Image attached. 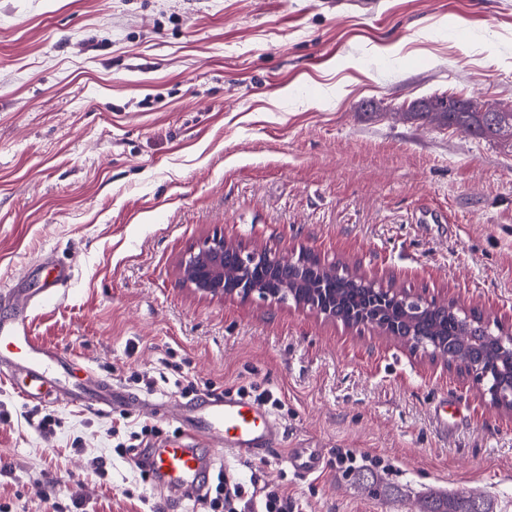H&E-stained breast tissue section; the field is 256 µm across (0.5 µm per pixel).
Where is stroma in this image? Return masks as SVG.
I'll list each match as a JSON object with an SVG mask.
<instances>
[{
	"mask_svg": "<svg viewBox=\"0 0 512 512\" xmlns=\"http://www.w3.org/2000/svg\"><path fill=\"white\" fill-rule=\"evenodd\" d=\"M443 92L512 104V0H0V290L71 268L31 301L33 333L126 394L96 411L0 381V512H204L113 451L127 423L155 427L153 448L180 435L190 397L158 378L164 358L201 396L272 392L284 447L325 449L305 477L276 458L218 463L281 483L299 512H419L438 490L512 512V418L474 380L367 329L199 297L177 275L218 231L512 313V146L408 117ZM143 372L153 386L132 383ZM347 454L376 461L388 494Z\"/></svg>",
	"mask_w": 512,
	"mask_h": 512,
	"instance_id": "stroma-1",
	"label": "stroma"
}]
</instances>
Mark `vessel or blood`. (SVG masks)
I'll return each mask as SVG.
<instances>
[{"label":"vessel or blood","instance_id":"vessel-or-blood-1","mask_svg":"<svg viewBox=\"0 0 512 512\" xmlns=\"http://www.w3.org/2000/svg\"><path fill=\"white\" fill-rule=\"evenodd\" d=\"M70 277L69 268L56 267L54 274L36 289V297L45 300L54 296ZM27 308V299H18L12 313L0 316V379L10 381L17 373H24L27 384L23 392L27 395L54 379L62 382V396L67 402L96 410L111 406L118 396L111 380L78 377L74 360L60 357L32 336ZM188 410L182 419L187 443L153 449L147 460L158 483L170 490H204L210 467L189 442L208 435L220 436L225 450L239 457L265 459L280 454L296 474L312 475L323 468L321 449H282L278 420L258 402L208 395L190 402Z\"/></svg>","mask_w":512,"mask_h":512}]
</instances>
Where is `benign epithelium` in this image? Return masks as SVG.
Instances as JSON below:
<instances>
[{
    "instance_id": "1",
    "label": "benign epithelium",
    "mask_w": 512,
    "mask_h": 512,
    "mask_svg": "<svg viewBox=\"0 0 512 512\" xmlns=\"http://www.w3.org/2000/svg\"><path fill=\"white\" fill-rule=\"evenodd\" d=\"M225 246L224 236L214 233L185 250L178 263V275L183 286L196 295L211 299H257L270 306L290 302L295 308L309 311L326 321H336L333 306L330 305L333 296L325 288L324 281V274L333 271L336 263L329 262L307 249L300 250L296 257H288L277 249L250 250L240 247L235 256L234 274L228 278L224 274ZM299 257L317 260L319 269L313 278L286 280L275 288L266 287L257 278V272H273L285 264L295 262ZM347 281L355 286L362 283L367 286L368 291L400 302L412 317L433 306V300L395 287L393 281L387 279L384 273L368 274L352 267L347 270ZM359 326L372 328L413 353L422 352L443 363L448 369L458 367L457 362L448 358L447 342L440 337H421L410 331L392 332L381 301L367 307L358 320L347 324L349 328ZM483 354L502 366L499 377L485 383L481 361L477 359L472 360L469 367L462 369V373L485 387L482 391L484 403L512 417V336H501L486 330Z\"/></svg>"
}]
</instances>
